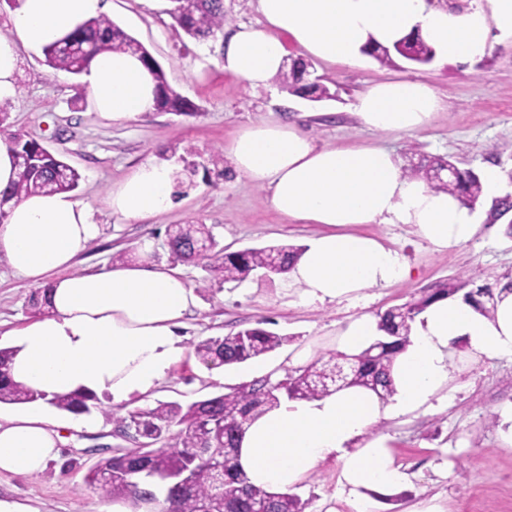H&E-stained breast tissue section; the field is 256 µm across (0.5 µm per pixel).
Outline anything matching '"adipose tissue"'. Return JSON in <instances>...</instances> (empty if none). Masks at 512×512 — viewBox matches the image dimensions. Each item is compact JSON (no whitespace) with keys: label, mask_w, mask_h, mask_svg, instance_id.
<instances>
[{"label":"adipose tissue","mask_w":512,"mask_h":512,"mask_svg":"<svg viewBox=\"0 0 512 512\" xmlns=\"http://www.w3.org/2000/svg\"><path fill=\"white\" fill-rule=\"evenodd\" d=\"M258 24L234 29L225 41V74L251 88L267 87L284 64L287 43L306 56L351 65L374 45L393 47L416 36L439 61L464 65L498 41L512 40V0H258ZM101 0H19L10 36L0 35V100L16 93L20 50L33 53L98 16ZM94 111L131 121L154 109L149 70L127 53L97 54L83 75ZM444 102L417 79L377 82L356 100L363 125L386 133L424 130ZM234 170L270 192L280 215L325 225L292 262L285 280L314 301L350 298L406 280L411 269L357 224H408L431 245L468 242L479 231L477 211L423 179L404 173L396 157L373 145L317 146L294 124L259 122L226 145ZM107 205L125 222L155 217L174 205L173 169L146 161L112 187ZM99 235L92 210L65 193L13 199L0 208V259L20 277L48 287L53 313L11 332L14 381L42 394L40 402L0 413V472L29 476L59 456L63 439L45 408L53 395L83 391L110 406L150 395L185 353V318L198 297L184 275L149 256L99 271L69 274L74 259ZM466 341L475 356L512 355V293L487 319L462 297L429 306L397 358L396 392L383 404L352 388L316 400H286L259 417L240 443L239 464L254 487L279 492L299 484L328 458L341 461L340 485L354 512H369L360 491L388 492L407 475L395 466L385 438H367L381 418L446 400L453 379L449 346Z\"/></svg>","instance_id":"1"}]
</instances>
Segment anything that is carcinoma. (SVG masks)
I'll return each instance as SVG.
<instances>
[{
  "label": "carcinoma",
  "instance_id": "carcinoma-1",
  "mask_svg": "<svg viewBox=\"0 0 512 512\" xmlns=\"http://www.w3.org/2000/svg\"><path fill=\"white\" fill-rule=\"evenodd\" d=\"M169 13L183 33L196 41L215 37L224 29V0H170ZM123 52L137 56L148 67L155 82V110L158 112L187 113L194 106L167 82L165 73L148 49L124 31L107 16L99 15L79 25L71 34L44 49L49 67L73 75L87 71L93 57L100 52ZM416 63L433 60V50L419 38H406L393 48L377 46L369 51L382 64L393 63L392 54ZM308 64L297 59L289 69L277 74L282 89L299 96L317 100L330 99V88L320 82L307 83ZM15 154H27L33 164L18 165V179L0 196L18 198L33 193L73 192L78 188L80 175L56 154L45 151L33 139L13 133L8 136ZM454 166L441 157L424 160L410 169L409 175L424 179L431 188L456 195L460 203L475 208L482 197L479 175L471 169L457 171L449 181L434 179V174ZM168 246L173 259L183 262L204 261L207 277L204 281L239 282L252 272L263 269L273 274L288 270L290 260L298 257L303 248L289 244H274L249 248L243 252H225L204 224L175 225L168 229ZM208 245L205 256H199L196 247ZM512 291V280L504 283L476 285L462 276L447 280L409 302L394 305L378 314L379 327L390 337L377 341L362 351L347 354L336 351L327 360L315 361L305 367L285 372L275 382L255 378L183 406L174 402H159L153 408L113 413V421L122 431L136 425L145 441H159L179 427L176 442L153 449L149 465L159 473L177 476L191 469L190 485L175 500L168 501L138 493L126 476V454L116 452L103 456L95 469L89 471L86 482L96 487L108 500H129L136 507L153 505L159 512H253V502L260 497L266 501L267 512H304L301 500L288 492H267L248 484L242 473L238 454L240 442L251 424L264 413L281 405L283 399L314 400L338 392L336 385L320 384L318 379L337 365L347 368L343 388L358 387L373 392L386 401L395 393L392 372L397 356L410 344L416 317L437 300L464 294L481 315L491 319L496 310L495 290ZM49 288L31 293L30 306L40 315L51 312ZM287 338L260 326L245 327L235 333L211 337L195 347L200 359L221 365L244 364L280 348ZM16 349L0 348V403L28 404L41 395L14 382L8 367ZM97 398L84 392L56 395L48 404L60 411L81 414L90 411V402ZM209 446V457L194 459L197 448Z\"/></svg>",
  "mask_w": 512,
  "mask_h": 512
}]
</instances>
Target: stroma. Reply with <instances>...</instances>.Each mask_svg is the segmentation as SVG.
I'll return each instance as SVG.
<instances>
[{
	"mask_svg": "<svg viewBox=\"0 0 512 512\" xmlns=\"http://www.w3.org/2000/svg\"><path fill=\"white\" fill-rule=\"evenodd\" d=\"M104 13L139 40L163 68L168 83L196 106L180 114L147 112L137 120L99 117L82 92L81 77L50 68L44 54L21 51L17 93L0 102L7 116L0 132L21 133L61 155L75 168L79 186L72 199L87 205L101 227L72 273L111 265L116 253L130 261L150 244L156 263L171 262L167 230L176 224H204L226 251L268 244L303 246L322 232L276 213L269 193L235 174L224 153L245 125L262 120L290 122L320 146L378 144L390 149L403 169L421 159L445 157L459 167L512 169V42L495 43L484 58L466 66L452 62L415 64L395 58L385 65L367 56L352 65L309 59L312 77L332 96L321 101L281 89L277 81L252 89L226 75L220 40L198 42L176 30L169 0H105ZM413 78L432 85L446 102L431 125L417 133L366 130L354 112L358 96L386 79ZM152 160L170 164L177 202L172 209L136 223L112 216L106 198L136 166ZM481 229L469 242L437 249L407 224H357L353 230L380 238L410 266L408 280L370 288L357 297L311 302L282 276L254 274L241 282L203 284L200 265L175 263L198 289L199 307L186 320L187 350L152 396H135L128 408L157 402L188 404L240 384L241 370L211 368L196 355L200 342L256 323L285 336V344L264 357L278 369H294L337 350V332L363 314L377 315L420 297L456 276L477 283L512 275V238L505 233L512 211L495 217L492 201L477 205ZM34 287L0 262V332L33 318L28 299ZM454 390L448 401L417 412L382 418L371 430L384 436L394 463L409 479L390 493H370V512H414L433 501L439 512H512V356L473 358L466 344H452ZM64 438L63 461H50L31 477L0 474V501L21 512H111L112 503L85 477L97 463L95 435L112 447L110 415L91 408L92 429L76 428L70 413L52 411ZM341 463L331 458L290 492L305 512H352L338 484Z\"/></svg>",
	"mask_w": 512,
	"mask_h": 512,
	"instance_id": "1",
	"label": "stroma"
}]
</instances>
